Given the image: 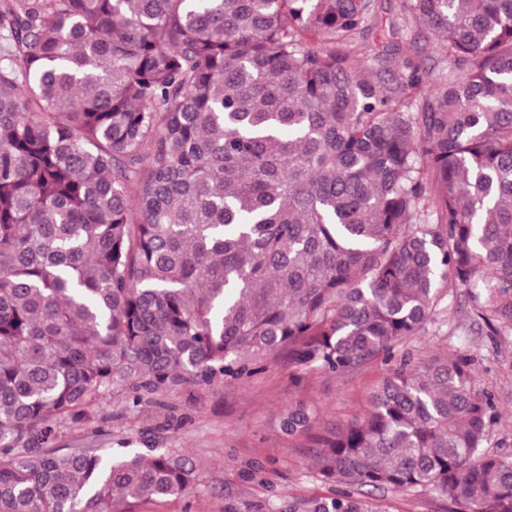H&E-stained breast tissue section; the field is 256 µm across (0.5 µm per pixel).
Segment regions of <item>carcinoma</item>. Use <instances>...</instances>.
<instances>
[{"mask_svg":"<svg viewBox=\"0 0 512 512\" xmlns=\"http://www.w3.org/2000/svg\"><path fill=\"white\" fill-rule=\"evenodd\" d=\"M446 78L419 99L356 50L376 0H0V512H143L183 454L66 432L286 347L342 372L465 318L512 331V0H404ZM499 412L466 357L400 362L318 440L333 495L428 489L512 512ZM298 402L281 432L309 431Z\"/></svg>","mask_w":512,"mask_h":512,"instance_id":"carcinoma-1","label":"carcinoma"}]
</instances>
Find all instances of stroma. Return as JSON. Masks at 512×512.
<instances>
[{"instance_id":"obj_1","label":"stroma","mask_w":512,"mask_h":512,"mask_svg":"<svg viewBox=\"0 0 512 512\" xmlns=\"http://www.w3.org/2000/svg\"><path fill=\"white\" fill-rule=\"evenodd\" d=\"M377 4L378 20L361 41L370 67H377L378 55L397 48L398 60L416 69L420 92H428L448 67L437 36L405 18L402 0ZM433 355L473 359L501 413L487 447L512 455V336L490 338L481 324L467 322L454 330L433 323L396 352L400 359ZM385 372L377 360L337 374L299 367L282 349L271 356L266 371L210 386L190 384L169 395V414L160 408L130 409L124 399L113 398L107 406L112 418L98 432L74 428L61 443L138 451L154 445L188 456L201 472L199 485L159 512H277L289 500L329 493L312 465L317 439L325 427L362 413ZM297 402L314 409L318 419L303 436L289 438L280 430V418Z\"/></svg>"}]
</instances>
